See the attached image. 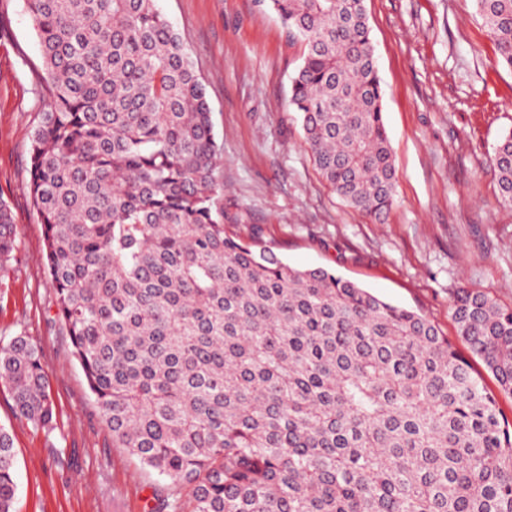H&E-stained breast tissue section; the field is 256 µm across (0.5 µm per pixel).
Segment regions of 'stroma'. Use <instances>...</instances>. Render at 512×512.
<instances>
[{
  "label": "stroma",
  "instance_id": "1",
  "mask_svg": "<svg viewBox=\"0 0 512 512\" xmlns=\"http://www.w3.org/2000/svg\"><path fill=\"white\" fill-rule=\"evenodd\" d=\"M206 87L222 147L218 203L227 234L290 265L322 267L393 304L421 310L512 421L503 393L451 317L460 286L512 307V208L490 158L512 133V68L474 0H366L396 173L385 220L342 201L318 172L288 106L304 45L258 0H158ZM0 38V198L16 250L0 273V338L40 347L55 403L47 433L16 417L0 386V426L15 451L16 512H145L177 489L112 445L70 340L55 316L41 224L30 205L28 146L49 96L24 0Z\"/></svg>",
  "mask_w": 512,
  "mask_h": 512
}]
</instances>
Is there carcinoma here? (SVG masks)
I'll return each mask as SVG.
<instances>
[{
  "label": "carcinoma",
  "mask_w": 512,
  "mask_h": 512,
  "mask_svg": "<svg viewBox=\"0 0 512 512\" xmlns=\"http://www.w3.org/2000/svg\"><path fill=\"white\" fill-rule=\"evenodd\" d=\"M512 68V0H475ZM305 46L288 106L322 177L383 217L395 171L364 0H261ZM48 108L28 194L56 317L112 444L185 491L149 512H512V423L423 313L224 231L205 86L157 0H25ZM512 207V134L494 147ZM16 247L0 198V271ZM458 334L512 395V308ZM15 415L53 430L39 346L0 343ZM0 426V512H14Z\"/></svg>",
  "instance_id": "obj_1"
}]
</instances>
